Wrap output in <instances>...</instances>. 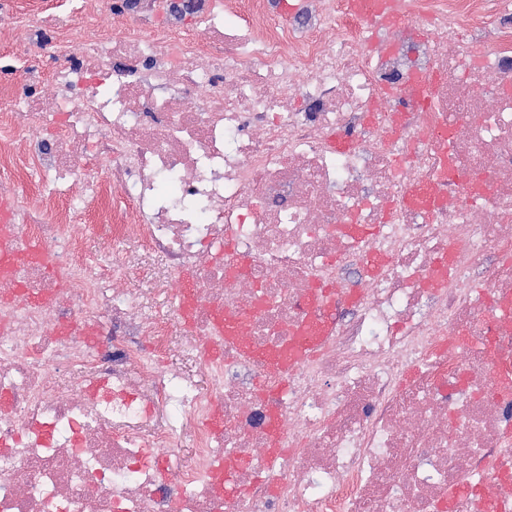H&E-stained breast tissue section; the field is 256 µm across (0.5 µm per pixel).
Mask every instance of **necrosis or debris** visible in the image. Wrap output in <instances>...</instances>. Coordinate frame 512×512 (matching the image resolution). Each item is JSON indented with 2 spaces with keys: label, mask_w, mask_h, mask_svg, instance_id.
I'll use <instances>...</instances> for the list:
<instances>
[{
  "label": "necrosis or debris",
  "mask_w": 512,
  "mask_h": 512,
  "mask_svg": "<svg viewBox=\"0 0 512 512\" xmlns=\"http://www.w3.org/2000/svg\"><path fill=\"white\" fill-rule=\"evenodd\" d=\"M277 3L89 0L125 30L57 18L11 100L69 221L0 178V512H512V28L483 22L512 0H400L381 44L343 0L265 29ZM84 243L86 256L90 259H103L110 250L105 234L94 227L88 230Z\"/></svg>",
  "instance_id": "necrosis-or-debris-1"
}]
</instances>
